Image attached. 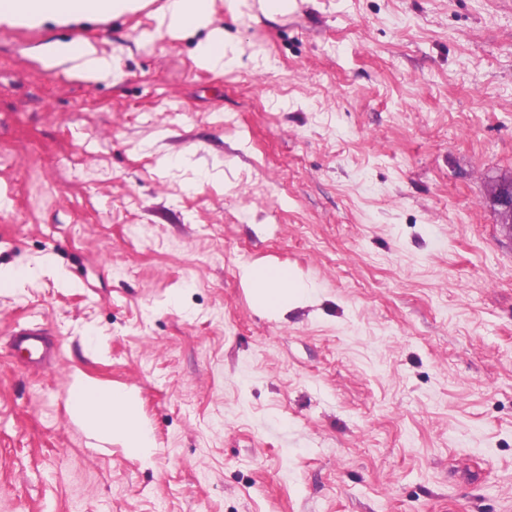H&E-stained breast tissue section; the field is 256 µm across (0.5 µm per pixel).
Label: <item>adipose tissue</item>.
<instances>
[{"label":"adipose tissue","mask_w":512,"mask_h":512,"mask_svg":"<svg viewBox=\"0 0 512 512\" xmlns=\"http://www.w3.org/2000/svg\"><path fill=\"white\" fill-rule=\"evenodd\" d=\"M145 6L146 0H0V22L40 26L48 22L118 18ZM215 14V0H163L154 12V32L172 40L204 32V39L196 46V62L205 69L221 70L231 60L224 30L215 24ZM56 59L76 63L94 79L113 76L118 71L116 58L99 53L83 41L73 42ZM240 276L255 306L275 316L290 312L309 295L306 283L278 265H247L241 268ZM69 407L72 418L99 441L120 445L126 453L142 460L153 456L155 438L142 417L139 393L134 388L100 383L77 372L71 380Z\"/></svg>","instance_id":"adipose-tissue-1"}]
</instances>
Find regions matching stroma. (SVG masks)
Instances as JSON below:
<instances>
[{
    "label": "stroma",
    "instance_id": "obj_1",
    "mask_svg": "<svg viewBox=\"0 0 512 512\" xmlns=\"http://www.w3.org/2000/svg\"><path fill=\"white\" fill-rule=\"evenodd\" d=\"M245 53L150 10L0 22V512H512V0L219 7ZM117 58L93 80L46 46ZM309 284L260 313L245 264ZM41 328L53 362L10 346ZM135 388L150 462L72 419ZM491 196L494 204L499 207L501 217L500 226L506 234L512 238V180L502 179L491 188ZM60 268L58 267L53 257H46L42 264L37 268H15V267H1L0 269V287H7L16 285L30 280L40 274H55L61 276Z\"/></svg>",
    "mask_w": 512,
    "mask_h": 512
}]
</instances>
